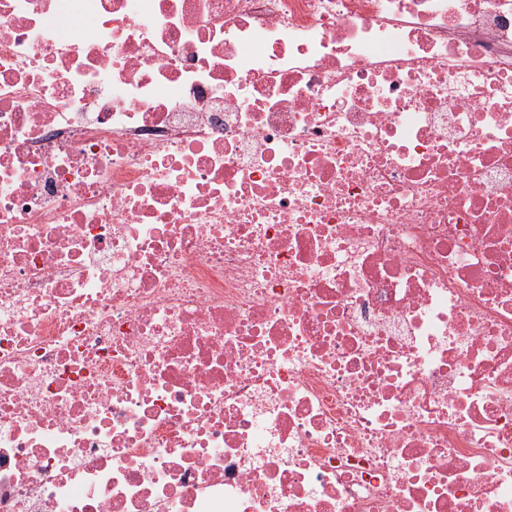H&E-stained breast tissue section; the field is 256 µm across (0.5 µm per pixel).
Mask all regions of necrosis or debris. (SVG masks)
Segmentation results:
<instances>
[{
	"instance_id": "4bbe7bcc",
	"label": "necrosis or debris",
	"mask_w": 512,
	"mask_h": 512,
	"mask_svg": "<svg viewBox=\"0 0 512 512\" xmlns=\"http://www.w3.org/2000/svg\"><path fill=\"white\" fill-rule=\"evenodd\" d=\"M0 512H512V0H0Z\"/></svg>"
}]
</instances>
